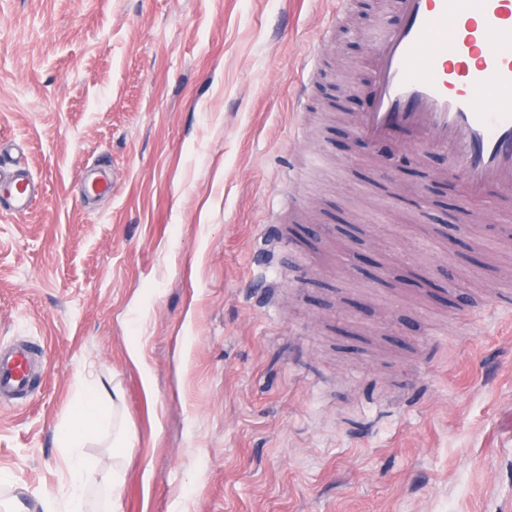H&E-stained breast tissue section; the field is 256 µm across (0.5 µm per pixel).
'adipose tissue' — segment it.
Listing matches in <instances>:
<instances>
[{
	"label": "adipose tissue",
	"mask_w": 512,
	"mask_h": 512,
	"mask_svg": "<svg viewBox=\"0 0 512 512\" xmlns=\"http://www.w3.org/2000/svg\"><path fill=\"white\" fill-rule=\"evenodd\" d=\"M110 399L111 393L105 386L95 383L83 387L75 399L79 422L76 426L64 430L59 437L61 446L67 450V461L70 466V512H84L86 476L82 445L86 436L108 426L112 429L113 441H128L132 438L119 412L110 410Z\"/></svg>",
	"instance_id": "adipose-tissue-1"
}]
</instances>
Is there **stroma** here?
Listing matches in <instances>:
<instances>
[{
	"label": "stroma",
	"instance_id": "1",
	"mask_svg": "<svg viewBox=\"0 0 512 512\" xmlns=\"http://www.w3.org/2000/svg\"><path fill=\"white\" fill-rule=\"evenodd\" d=\"M396 17L0 0V148L40 185L0 214V349L38 348L0 401V506L67 512L58 436L102 379L134 439H86V512H512V203L354 136Z\"/></svg>",
	"mask_w": 512,
	"mask_h": 512
}]
</instances>
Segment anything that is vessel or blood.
I'll use <instances>...</instances> for the list:
<instances>
[{
	"label": "vessel or blood",
	"instance_id": "b4317fda",
	"mask_svg": "<svg viewBox=\"0 0 512 512\" xmlns=\"http://www.w3.org/2000/svg\"><path fill=\"white\" fill-rule=\"evenodd\" d=\"M396 9L398 25L375 37L357 138L447 152L467 198L512 200V0H396ZM37 194L25 172L0 176V212L26 211ZM31 382L28 349L0 352L1 397L22 399Z\"/></svg>",
	"mask_w": 512,
	"mask_h": 512
}]
</instances>
